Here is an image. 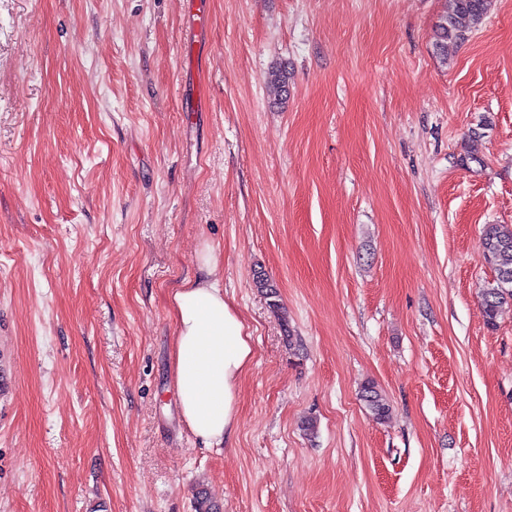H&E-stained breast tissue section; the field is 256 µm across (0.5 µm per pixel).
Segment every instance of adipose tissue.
Wrapping results in <instances>:
<instances>
[{
  "label": "adipose tissue",
  "mask_w": 512,
  "mask_h": 512,
  "mask_svg": "<svg viewBox=\"0 0 512 512\" xmlns=\"http://www.w3.org/2000/svg\"><path fill=\"white\" fill-rule=\"evenodd\" d=\"M198 266L170 300L176 324L172 386L188 431L217 448L236 429L239 384L254 348L249 326L224 297L220 258L211 246L199 251Z\"/></svg>",
  "instance_id": "ef3b65f1"
}]
</instances>
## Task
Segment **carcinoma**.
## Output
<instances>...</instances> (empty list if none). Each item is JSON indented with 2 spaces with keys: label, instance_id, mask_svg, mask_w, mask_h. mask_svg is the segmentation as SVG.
Segmentation results:
<instances>
[{
  "label": "carcinoma",
  "instance_id": "carcinoma-1",
  "mask_svg": "<svg viewBox=\"0 0 512 512\" xmlns=\"http://www.w3.org/2000/svg\"><path fill=\"white\" fill-rule=\"evenodd\" d=\"M491 9V0H447V7L436 26L435 47L444 51L447 43L462 44L477 30ZM269 81L280 99L288 97L289 77L283 70L269 74ZM485 259L496 272L495 285L481 294V306L487 326L496 325L504 304L512 302V227L503 224L487 225L483 235ZM361 399L374 419H389L391 407L382 392L373 383L363 386ZM195 512H222V506L201 490L194 500Z\"/></svg>",
  "mask_w": 512,
  "mask_h": 512
}]
</instances>
